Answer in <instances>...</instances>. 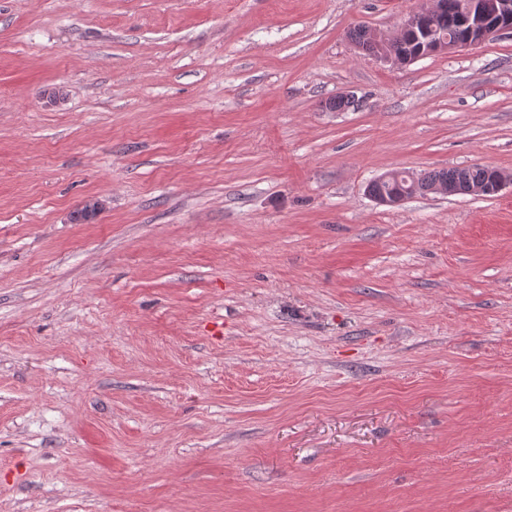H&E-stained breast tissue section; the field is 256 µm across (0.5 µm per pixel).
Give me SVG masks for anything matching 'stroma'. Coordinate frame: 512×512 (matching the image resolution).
<instances>
[{
    "label": "stroma",
    "instance_id": "35a3bbf8",
    "mask_svg": "<svg viewBox=\"0 0 512 512\" xmlns=\"http://www.w3.org/2000/svg\"><path fill=\"white\" fill-rule=\"evenodd\" d=\"M426 2L0 0V512H512V33L348 36ZM390 39H392V38H386V37H383L382 35H377V37H376V41L378 43L377 55L380 58H382L388 62H391L394 65H396V63H398V62L394 59V57L390 53H393L396 56L408 55V54L412 53L414 51V49L416 48V45H415L416 39H415V37H412L409 34L403 35L402 37L399 38V40H394L393 42L390 43V45L386 49L384 44L387 43L388 40H390ZM492 171L490 168L486 167H472V168H450L443 169L439 171H434L424 177H420L417 179H413L408 183L405 182L406 176L403 173L397 172L399 175L398 180H391L395 177L393 171L387 172L384 175L380 176L377 180L372 181L368 186V193L379 194L383 191L388 193L390 189L397 188H410L415 187L410 198L417 194H427L434 193L432 188L436 184H460L461 188L463 187V183L467 185H482L485 184L488 180V172ZM390 181V182H386ZM437 193L442 195H456L458 193L457 189L454 186H446L440 185L433 188ZM372 198L382 205H398L405 201L407 198V194L404 191H393L388 194H382L377 196H372Z\"/></svg>",
    "mask_w": 512,
    "mask_h": 512
}]
</instances>
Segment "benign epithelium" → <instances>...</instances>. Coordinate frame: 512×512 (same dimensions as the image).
I'll return each mask as SVG.
<instances>
[{
	"mask_svg": "<svg viewBox=\"0 0 512 512\" xmlns=\"http://www.w3.org/2000/svg\"><path fill=\"white\" fill-rule=\"evenodd\" d=\"M441 8V0H433V7L412 11L401 19L399 33H414L421 37L420 47L404 63L433 54L474 48L501 32L512 31V0H471L462 18L466 35L454 40L440 36L427 25L430 18L440 14Z\"/></svg>",
	"mask_w": 512,
	"mask_h": 512,
	"instance_id": "7a95c632",
	"label": "benign epithelium"
}]
</instances>
